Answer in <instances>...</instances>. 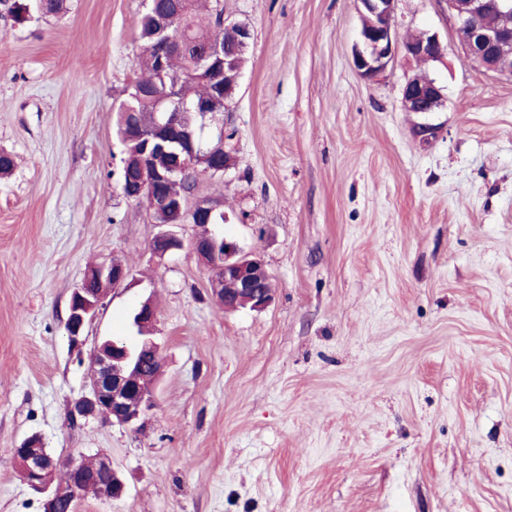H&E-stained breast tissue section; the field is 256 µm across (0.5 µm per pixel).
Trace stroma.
<instances>
[{"instance_id":"stroma-1","label":"stroma","mask_w":512,"mask_h":512,"mask_svg":"<svg viewBox=\"0 0 512 512\" xmlns=\"http://www.w3.org/2000/svg\"><path fill=\"white\" fill-rule=\"evenodd\" d=\"M252 33L224 111L198 127L235 168L199 177L217 232L263 260L262 311H225L212 272L121 189L115 109L140 71L143 0H66L18 23L0 6V512H43L12 450L111 458L117 499L77 512H512V75L455 40L447 0H396L397 53L364 79L355 0H223ZM421 75L440 111H402ZM437 125L432 143L414 133ZM131 275L73 348L70 295L86 268ZM152 300L163 367L140 428L71 418L90 351L134 342ZM405 55L416 61H434L444 53V46L436 35H425L414 42H403Z\"/></svg>"}]
</instances>
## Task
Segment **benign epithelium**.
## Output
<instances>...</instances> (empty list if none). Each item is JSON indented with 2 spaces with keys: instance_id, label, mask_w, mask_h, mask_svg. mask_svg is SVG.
Wrapping results in <instances>:
<instances>
[{
  "instance_id": "obj_1",
  "label": "benign epithelium",
  "mask_w": 512,
  "mask_h": 512,
  "mask_svg": "<svg viewBox=\"0 0 512 512\" xmlns=\"http://www.w3.org/2000/svg\"><path fill=\"white\" fill-rule=\"evenodd\" d=\"M363 23L360 46L356 47L353 64L358 73L372 79L383 73L394 60L398 50L416 61H434L444 53V46L435 35L425 34L414 42L398 44L395 38V0H357ZM494 8L498 21L487 25L483 17ZM448 8L457 18L456 36L469 57L488 70H497L500 58L512 54V0H448ZM221 27H239L235 45L224 48L221 40L209 44L204 53L190 64L192 74L209 80L217 71L224 72V96L235 92L240 72L235 64L248 50L251 40L249 26L229 22L224 11H218ZM156 109L140 122L141 143L137 155V179L122 184L126 198L146 203L149 214L165 211L175 217L174 224H194L199 228L191 241V250L207 267L223 270L221 278L211 282L213 293L224 300V309L250 308L262 311L274 301V289L267 287L271 277L263 261L246 252L240 244L213 230L228 221L224 201L213 198L191 200L172 197L165 187L179 179H196L201 175L223 177L235 165L234 156L224 152V166L213 161V151L205 148L196 132L186 123L187 103L178 99L168 85L157 84L152 89ZM443 95L434 81L410 78L401 92L405 112H436ZM182 247V241L172 232L159 231L150 243L154 255L163 258ZM130 277L128 266L119 259L89 268L82 283L70 299L66 329L75 346L85 342L83 332L91 322L109 290L120 287ZM96 287H89V283ZM156 310L153 302L144 301L135 313L138 327L154 326ZM95 372L89 382V393L77 401L71 410L76 417L101 416L119 425L136 426L156 404V381L134 383L141 366L136 352L126 342L112 340L104 348L96 345L92 351ZM25 483L35 492L46 495L45 512H58V494L51 489L49 475L64 469L70 487L69 512H76L77 500L85 488L95 484L96 495L103 499L121 496L125 484L112 461L106 456L97 458L96 470L106 473L110 480L92 482L85 463L69 459L61 463L51 457L39 440L29 439L12 449Z\"/></svg>"
}]
</instances>
